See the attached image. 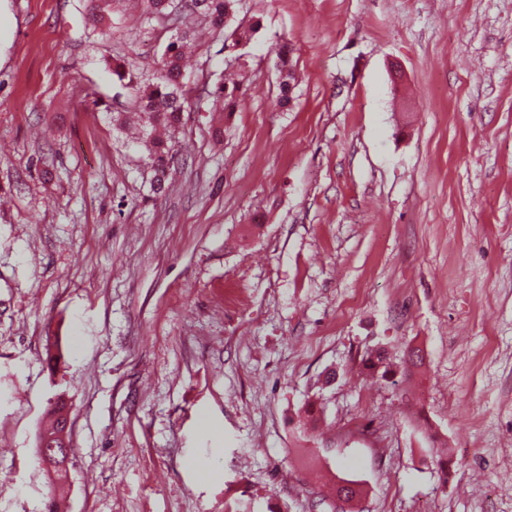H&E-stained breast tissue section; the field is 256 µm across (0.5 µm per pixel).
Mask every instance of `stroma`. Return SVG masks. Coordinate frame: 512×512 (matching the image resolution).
Masks as SVG:
<instances>
[{"mask_svg":"<svg viewBox=\"0 0 512 512\" xmlns=\"http://www.w3.org/2000/svg\"><path fill=\"white\" fill-rule=\"evenodd\" d=\"M234 20L259 30L203 32L184 73L242 75L236 107L193 97L156 195L110 64L151 74L166 22L0 0V512H341L342 477L352 512H512V0ZM378 347L394 382L361 371ZM291 49L287 45H280L276 50L277 70L282 81L280 83L282 97H286L290 92L291 80L294 81L292 72V61L290 59ZM64 407L54 411V418L46 431H54L59 423L58 431L55 434L39 431L37 436V447L39 456L48 469L55 477L58 475L69 476V464L73 456V448L70 443V419L66 412L60 419Z\"/></svg>","mask_w":512,"mask_h":512,"instance_id":"obj_1","label":"stroma"}]
</instances>
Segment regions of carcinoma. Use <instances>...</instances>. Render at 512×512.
<instances>
[{
	"label": "carcinoma",
	"instance_id": "1",
	"mask_svg": "<svg viewBox=\"0 0 512 512\" xmlns=\"http://www.w3.org/2000/svg\"><path fill=\"white\" fill-rule=\"evenodd\" d=\"M175 2L177 0H146L147 13L166 18ZM237 2L239 0H185L181 6V29L163 46L158 67L147 81L140 80L132 61L119 59L112 62V72L117 81L124 83L135 95L137 111L129 113L127 119L135 120L141 127L142 141L148 151V165L155 174L153 190L156 193L163 190L164 178L174 163L175 153L169 142L154 136V131L159 126L177 130L184 123V112L189 105L190 89L184 82L182 57L184 42L189 36L190 19L201 17L208 21L212 29L221 30L226 19L234 15ZM290 53L291 49L286 45L276 50L277 70L282 77L280 87L284 97L290 92L291 80L294 79ZM235 92L236 89L226 86L222 79L215 83L208 91L212 111H234ZM361 364L365 372L383 380L393 374L392 363L381 348L368 352ZM362 493L363 489L357 483L346 481L336 484L337 500L343 503H350L354 496Z\"/></svg>",
	"mask_w": 512,
	"mask_h": 512
}]
</instances>
